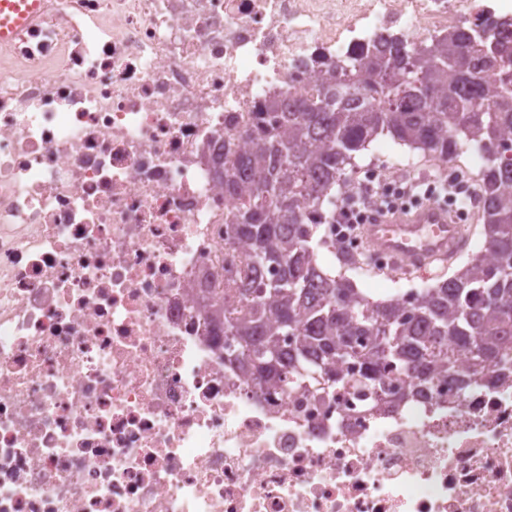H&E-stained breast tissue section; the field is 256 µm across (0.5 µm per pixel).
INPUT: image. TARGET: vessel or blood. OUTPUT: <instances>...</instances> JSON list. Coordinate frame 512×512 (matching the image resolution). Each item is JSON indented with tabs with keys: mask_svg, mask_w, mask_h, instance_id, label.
<instances>
[{
	"mask_svg": "<svg viewBox=\"0 0 512 512\" xmlns=\"http://www.w3.org/2000/svg\"><path fill=\"white\" fill-rule=\"evenodd\" d=\"M39 0H0V45L9 44L37 16ZM369 249L404 270L426 271L463 250L467 240L446 208L429 203L397 210L363 227Z\"/></svg>",
	"mask_w": 512,
	"mask_h": 512,
	"instance_id": "vessel-or-blood-1",
	"label": "vessel or blood"
}]
</instances>
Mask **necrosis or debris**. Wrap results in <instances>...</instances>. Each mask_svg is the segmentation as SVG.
Segmentation results:
<instances>
[{
  "mask_svg": "<svg viewBox=\"0 0 512 512\" xmlns=\"http://www.w3.org/2000/svg\"><path fill=\"white\" fill-rule=\"evenodd\" d=\"M0 48V512H512V363L314 398L224 360V155L318 57L485 0H43Z\"/></svg>",
  "mask_w": 512,
  "mask_h": 512,
  "instance_id": "4bbe7bcc",
  "label": "necrosis or debris"
}]
</instances>
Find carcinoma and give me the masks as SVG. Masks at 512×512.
Returning a JSON list of instances; mask_svg holds the SVG:
<instances>
[{
	"label": "carcinoma",
	"instance_id": "1",
	"mask_svg": "<svg viewBox=\"0 0 512 512\" xmlns=\"http://www.w3.org/2000/svg\"><path fill=\"white\" fill-rule=\"evenodd\" d=\"M512 18L486 17L428 43L381 36L325 62L316 92L288 96V111L248 134L250 146L224 167L238 201L229 223L254 244L252 268L275 269L243 288L235 307L210 320L232 342L224 358L280 387L307 370L316 396L358 365L367 383L424 384L456 365L458 347L476 368L512 336ZM380 135L446 161L463 146L485 153L481 215L494 260L475 257L432 287L374 302L316 262L322 199L336 195L357 158ZM283 336H297L294 350ZM395 377H390V374Z\"/></svg>",
	"mask_w": 512,
	"mask_h": 512
}]
</instances>
